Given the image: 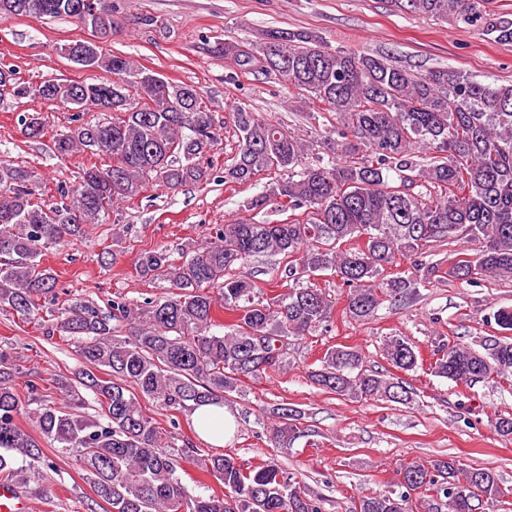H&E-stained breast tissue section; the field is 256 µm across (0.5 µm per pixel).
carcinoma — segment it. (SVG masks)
Listing matches in <instances>:
<instances>
[{
    "instance_id": "cac0c4a2",
    "label": "carcinoma",
    "mask_w": 512,
    "mask_h": 512,
    "mask_svg": "<svg viewBox=\"0 0 512 512\" xmlns=\"http://www.w3.org/2000/svg\"><path fill=\"white\" fill-rule=\"evenodd\" d=\"M76 0H0V20L17 16H82ZM406 13L438 20L480 22L499 43L512 44V18L487 10L488 0H394ZM211 52L231 58L245 70L282 76L288 89L336 113V125L323 139L327 160L303 162L306 140L280 124L255 117L236 104L229 112L238 149L224 167V182L244 185L263 171L288 172L247 200L248 211L276 199L284 211L303 210L304 218L276 224L240 220L219 224L209 239L189 242L181 261L163 249L142 252L135 269L142 277L166 283L167 292L142 303L116 297L101 307L74 301L57 309L42 326L77 344L85 369L76 383L59 381L61 401L26 381L27 400L16 390L20 368L0 350V473L24 487L36 479L45 460L37 439L17 424L27 414L58 452L71 454L89 485L111 512H321L320 500L290 475L276 458L248 467L226 455L201 454L142 409L149 400L181 412L224 404L246 379L256 380L287 366L289 339L309 336L332 315L334 302L311 283L328 272L349 288L343 313L358 322L372 320L384 300L407 299L430 283L435 267L423 263L427 249L465 240L473 254L448 266L450 278L512 279V85L493 87L454 69L416 76L389 56L329 47L315 31L270 29L240 44L218 42ZM89 70H104L110 80L91 77L78 83L47 79L26 84L10 68H0V85L10 76L18 99H51L73 107L76 125L52 135L53 152L107 157L106 167L83 169L79 182L56 185L46 200V184L36 172L0 162V308L24 322L42 319L41 301L57 300L58 278L41 266L45 251L72 243L115 214L151 182L175 190L210 179L208 154L223 140L226 121L202 100L192 84L164 77L123 87L124 77L145 73L125 57L92 52ZM112 111L103 121H83L78 109ZM24 135L39 140L42 119L18 116ZM365 154L358 155L359 151ZM357 246L341 250L344 242ZM259 256H280L277 268L284 291L272 297L244 265ZM410 266L400 272L403 259ZM222 308L232 321L217 323ZM493 318L501 336L476 350L443 343L434 351V373L456 384L512 375V307ZM130 325L117 334L112 321ZM223 326L224 331L213 328ZM385 358L409 373L420 353L407 338L390 336ZM310 381L336 396L377 398L406 405L412 392L399 376L366 364L361 351L345 345L328 348L310 372ZM91 391L99 410L84 415L81 389ZM269 439L287 448L305 433L304 412L282 403L274 412ZM224 485L222 493L194 496L178 472V455ZM28 459L13 467L12 453ZM398 490L372 491L359 499L357 512H407L412 495L428 512H476L474 501L495 506L503 491L495 472L462 467L454 459L411 461L401 466Z\"/></svg>"
}]
</instances>
